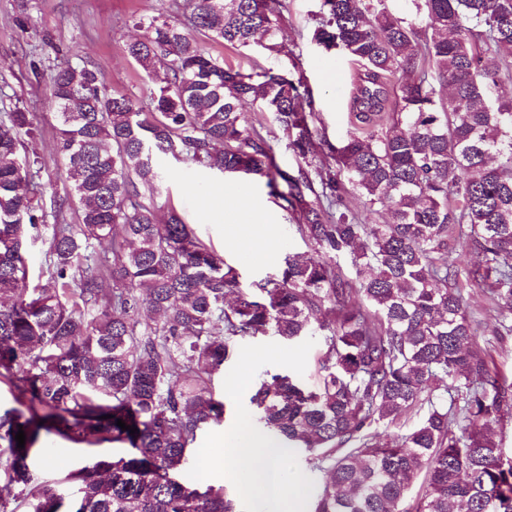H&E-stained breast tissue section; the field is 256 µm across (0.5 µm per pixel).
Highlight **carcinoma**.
Segmentation results:
<instances>
[{"label": "carcinoma", "mask_w": 512, "mask_h": 512, "mask_svg": "<svg viewBox=\"0 0 512 512\" xmlns=\"http://www.w3.org/2000/svg\"><path fill=\"white\" fill-rule=\"evenodd\" d=\"M187 6L188 25L152 20L127 45L147 74L166 70L147 110L102 89L87 63L54 69L56 154L82 204L79 223L55 215L49 224L34 203L41 158L19 152L33 115L0 121V381L25 406L0 412V469L17 506L239 512L224 486L170 476L197 435L224 420L208 381L244 340L320 332L315 383L265 372L249 397L253 426L322 473L307 512H512V454L494 437L512 423V377L474 332L465 297L486 286L499 314L493 335L512 334V101L495 99L498 69L487 65L491 55L512 59V0H420L423 26L382 0H322L315 40L364 68L352 109L365 135L327 145L334 169L314 163L303 78L246 73L192 35L250 46L274 34L281 0ZM257 103L289 141L296 171L276 164L244 112ZM157 153L265 180L303 216L297 231L316 255H290L260 295L244 291L234 266L155 203ZM349 186L371 206L389 203L391 220L363 223L344 204ZM42 228L47 279L27 295L25 253ZM459 242L482 257L464 281L451 259ZM410 415L420 416L411 430L375 433ZM43 431L131 452L38 481L27 459Z\"/></svg>", "instance_id": "cac0c4a2"}]
</instances>
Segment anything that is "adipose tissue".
Here are the masks:
<instances>
[{
	"mask_svg": "<svg viewBox=\"0 0 512 512\" xmlns=\"http://www.w3.org/2000/svg\"><path fill=\"white\" fill-rule=\"evenodd\" d=\"M203 472L230 471L239 476L247 488H262L271 500L288 512L303 493L297 482L282 477V462L271 441L251 429L240 431L235 447L214 446L199 451Z\"/></svg>",
	"mask_w": 512,
	"mask_h": 512,
	"instance_id": "ef3b65f1",
	"label": "adipose tissue"
}]
</instances>
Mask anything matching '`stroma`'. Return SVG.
<instances>
[{"mask_svg":"<svg viewBox=\"0 0 512 512\" xmlns=\"http://www.w3.org/2000/svg\"><path fill=\"white\" fill-rule=\"evenodd\" d=\"M172 2L0 0V115L16 107L34 115L38 135L33 139L22 137L21 142L24 150H36L43 162L40 206L48 213L59 211L62 222L76 223L80 204L63 202L66 185L56 154L57 119L48 106L51 73L61 61H85L96 69L101 86L109 93L148 101L160 81L149 78L128 56L126 44L137 34L139 19L162 20L175 13ZM175 14L183 19L189 11L183 8ZM320 17V0H285L279 28L266 46L234 49L209 40L203 46L213 56L246 71L272 67L304 76L317 115L315 126L328 142L337 144L360 130L350 100L362 68L344 52L328 51L317 44L314 32ZM154 164L163 175L157 204L175 209L200 239L222 253L237 268L245 290L278 277L286 256L311 253V246L297 233L290 214L269 195L264 180L242 181L168 154L155 155ZM239 184L246 187L240 200L263 215V223H225L226 209L240 201L226 189ZM319 348L316 336L292 343L275 336L239 343L233 358L212 381L216 394L224 398V422L201 432L195 448L213 447L221 432H232L247 420L251 383L263 372L289 368L313 375ZM127 453L119 443L77 444L44 434L32 448L28 463L34 477L45 481L63 478L93 458H118ZM176 478L193 487L224 485L230 496L239 499L242 512H277L262 491L241 496L236 476L202 473L197 460H190Z\"/></svg>","mask_w":512,"mask_h":512,"instance_id":"stroma-1","label":"stroma"}]
</instances>
